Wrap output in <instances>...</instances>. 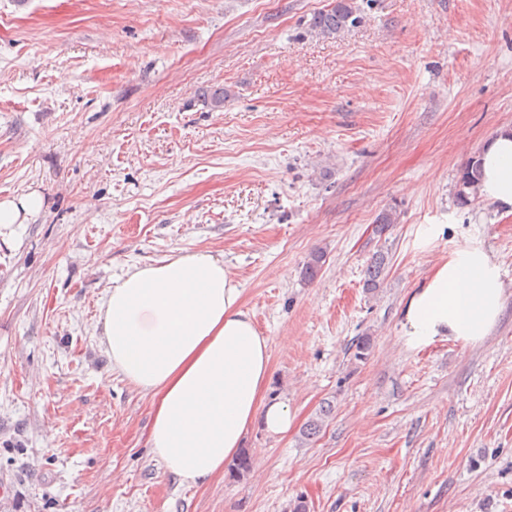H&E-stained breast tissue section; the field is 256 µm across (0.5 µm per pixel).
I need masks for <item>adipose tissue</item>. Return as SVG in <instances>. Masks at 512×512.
<instances>
[{"label": "adipose tissue", "mask_w": 512, "mask_h": 512, "mask_svg": "<svg viewBox=\"0 0 512 512\" xmlns=\"http://www.w3.org/2000/svg\"><path fill=\"white\" fill-rule=\"evenodd\" d=\"M481 164V196L512 213V131L488 142ZM503 296L500 270L481 247L454 251L409 297L406 347L482 340ZM97 328L113 371L150 397L149 445L180 484L223 473L253 424L280 435L295 420L287 403L266 401L268 340L243 307L240 283L210 251L133 267L107 293Z\"/></svg>", "instance_id": "ef3b65f1"}]
</instances>
